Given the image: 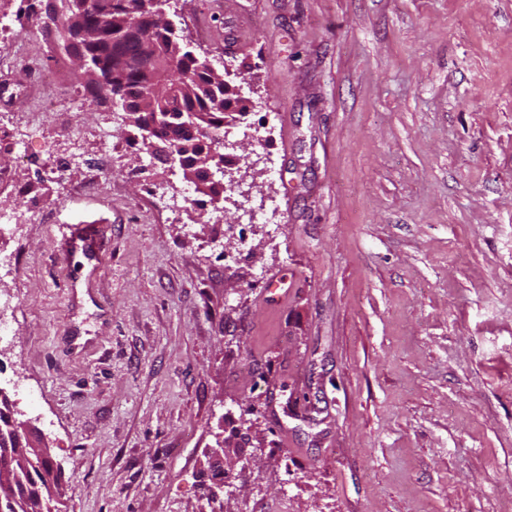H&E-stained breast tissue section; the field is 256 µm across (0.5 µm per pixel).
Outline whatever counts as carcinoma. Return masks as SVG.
<instances>
[{
  "label": "carcinoma",
  "mask_w": 512,
  "mask_h": 512,
  "mask_svg": "<svg viewBox=\"0 0 512 512\" xmlns=\"http://www.w3.org/2000/svg\"><path fill=\"white\" fill-rule=\"evenodd\" d=\"M0 0V20L14 16L20 27L36 26L50 34L69 61H81L70 71L75 86L95 92L100 105L135 112L131 130L153 129L142 140L146 153L166 162L168 153L184 156L186 164L199 157L217 165L224 157L225 128L242 120L249 109L224 83V73L191 49L178 34L174 20L160 22L169 0ZM175 67L165 69L162 61ZM214 202L224 198V175L194 189ZM14 462L3 486L0 512H49L63 497L58 468L51 452H40L25 440L0 436V466L4 448Z\"/></svg>",
  "instance_id": "cac0c4a2"
}]
</instances>
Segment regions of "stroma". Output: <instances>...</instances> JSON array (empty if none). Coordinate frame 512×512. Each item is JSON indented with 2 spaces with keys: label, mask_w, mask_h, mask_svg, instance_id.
Here are the masks:
<instances>
[{
  "label": "stroma",
  "mask_w": 512,
  "mask_h": 512,
  "mask_svg": "<svg viewBox=\"0 0 512 512\" xmlns=\"http://www.w3.org/2000/svg\"><path fill=\"white\" fill-rule=\"evenodd\" d=\"M169 8L254 85L220 212L0 31V388L63 512H512V0ZM104 235V226L99 224H78L69 238L70 247H77L78 242L89 247Z\"/></svg>",
  "instance_id": "obj_1"
}]
</instances>
